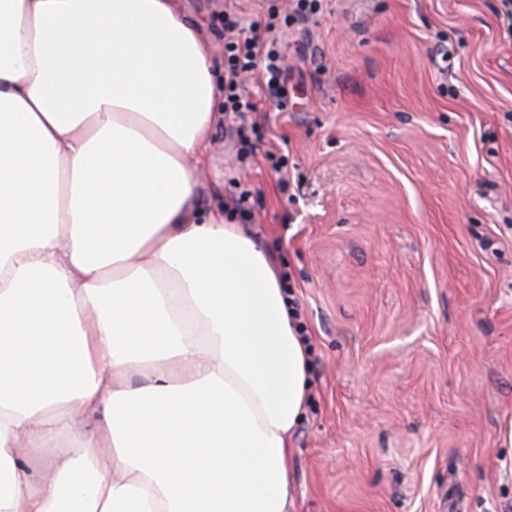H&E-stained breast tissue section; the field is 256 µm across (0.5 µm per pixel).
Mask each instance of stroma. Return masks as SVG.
<instances>
[{
  "mask_svg": "<svg viewBox=\"0 0 512 512\" xmlns=\"http://www.w3.org/2000/svg\"><path fill=\"white\" fill-rule=\"evenodd\" d=\"M180 0L224 62V13ZM502 0H323L276 31L288 104L248 76L199 214L276 256L308 347L297 512H512V22ZM248 194L250 221L233 199Z\"/></svg>",
  "mask_w": 512,
  "mask_h": 512,
  "instance_id": "35a3bbf8",
  "label": "stroma"
}]
</instances>
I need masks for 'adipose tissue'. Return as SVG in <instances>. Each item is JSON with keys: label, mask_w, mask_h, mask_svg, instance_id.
Wrapping results in <instances>:
<instances>
[{"label": "adipose tissue", "mask_w": 512, "mask_h": 512, "mask_svg": "<svg viewBox=\"0 0 512 512\" xmlns=\"http://www.w3.org/2000/svg\"><path fill=\"white\" fill-rule=\"evenodd\" d=\"M219 99L178 0H0V512H294L276 261L190 219Z\"/></svg>", "instance_id": "1"}]
</instances>
